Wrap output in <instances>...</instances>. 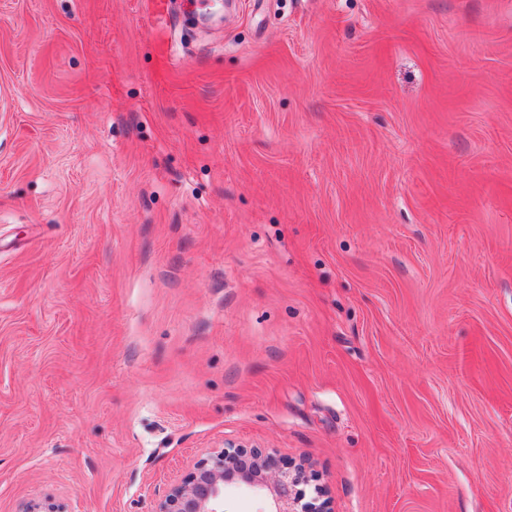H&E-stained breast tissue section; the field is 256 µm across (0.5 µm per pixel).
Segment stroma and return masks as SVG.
<instances>
[{
	"instance_id": "obj_1",
	"label": "stroma",
	"mask_w": 512,
	"mask_h": 512,
	"mask_svg": "<svg viewBox=\"0 0 512 512\" xmlns=\"http://www.w3.org/2000/svg\"><path fill=\"white\" fill-rule=\"evenodd\" d=\"M226 440L512 512V0H0V512Z\"/></svg>"
}]
</instances>
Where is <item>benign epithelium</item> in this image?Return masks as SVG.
I'll use <instances>...</instances> for the list:
<instances>
[{
	"instance_id": "7a95c632",
	"label": "benign epithelium",
	"mask_w": 512,
	"mask_h": 512,
	"mask_svg": "<svg viewBox=\"0 0 512 512\" xmlns=\"http://www.w3.org/2000/svg\"><path fill=\"white\" fill-rule=\"evenodd\" d=\"M304 462H284L268 449L232 441L205 452L174 479L153 512H224V494L244 490L268 497L269 512H330L322 485ZM19 512H68L48 495L23 503Z\"/></svg>"
}]
</instances>
